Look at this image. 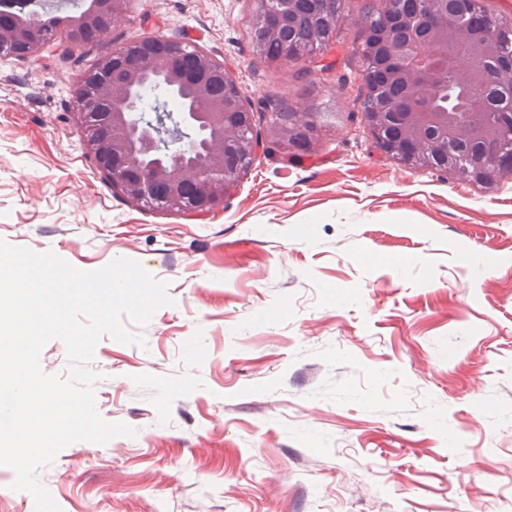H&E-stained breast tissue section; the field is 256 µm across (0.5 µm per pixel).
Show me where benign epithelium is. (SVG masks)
Masks as SVG:
<instances>
[{
    "mask_svg": "<svg viewBox=\"0 0 512 512\" xmlns=\"http://www.w3.org/2000/svg\"><path fill=\"white\" fill-rule=\"evenodd\" d=\"M98 8L81 19L83 28L73 29L71 41L81 44L84 33L100 22L99 15L112 13V0H95ZM430 10L417 9L419 0H408L406 13L397 19L408 32L409 67L402 77L415 80L424 77L428 59L456 35L462 21H468L472 35L470 49L449 51L443 60L450 70L462 75L472 91L483 86L512 80V59L494 51L486 31L494 18L487 13L482 0H435ZM26 0H0V8L10 11L11 21L0 22V55L31 57L53 42L43 31H28L16 20L24 15ZM163 84L175 94L186 83L192 85L195 100L202 108L182 112L183 124L203 128L216 140L224 138V87L233 77L224 63L196 47L186 48L181 41L167 36H150L125 41L105 53L97 67L81 76L77 98L84 100L88 90L106 104V111L75 113V119L93 154L95 164L106 175L112 188L133 202L162 195L173 210L189 214H207L224 205V197L235 185L245 167L252 165L262 145L261 140L242 145L240 166L229 170L219 158L200 168L184 162L193 144L184 142L176 130L163 124L145 125L139 120L145 90L153 81ZM392 109L410 128L413 136L439 120L440 114L410 112L408 103L398 100ZM177 156L167 166H156L148 174L130 178L128 172L141 166L142 159L157 153Z\"/></svg>",
    "mask_w": 512,
    "mask_h": 512,
    "instance_id": "7a95c632",
    "label": "benign epithelium"
}]
</instances>
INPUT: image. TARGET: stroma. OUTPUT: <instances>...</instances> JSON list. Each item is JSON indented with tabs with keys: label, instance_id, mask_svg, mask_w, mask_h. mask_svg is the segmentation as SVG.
<instances>
[{
	"label": "stroma",
	"instance_id": "stroma-1",
	"mask_svg": "<svg viewBox=\"0 0 512 512\" xmlns=\"http://www.w3.org/2000/svg\"><path fill=\"white\" fill-rule=\"evenodd\" d=\"M298 63L253 50L257 0H124L96 42L0 59V239L82 271L134 260L171 305L103 337V419L38 477L61 512H512V175L400 163L362 114L363 13ZM162 34L223 61L253 112H314L204 215L114 193L74 120L113 44Z\"/></svg>",
	"mask_w": 512,
	"mask_h": 512
}]
</instances>
